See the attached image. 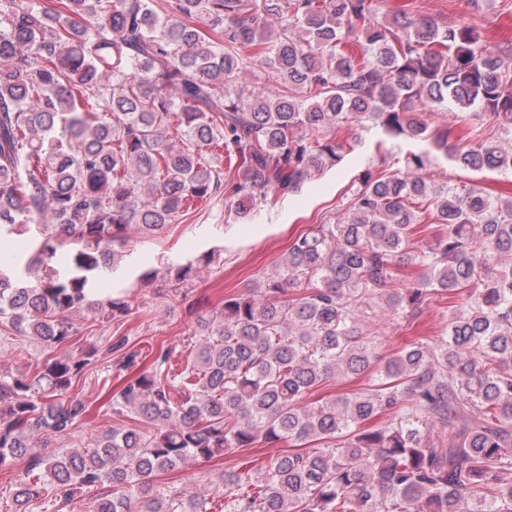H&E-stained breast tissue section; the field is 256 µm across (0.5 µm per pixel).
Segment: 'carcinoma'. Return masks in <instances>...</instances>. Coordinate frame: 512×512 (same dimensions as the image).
I'll list each match as a JSON object with an SVG mask.
<instances>
[{
  "label": "carcinoma",
  "instance_id": "carcinoma-1",
  "mask_svg": "<svg viewBox=\"0 0 512 512\" xmlns=\"http://www.w3.org/2000/svg\"><path fill=\"white\" fill-rule=\"evenodd\" d=\"M441 26L383 0H0V238L28 233L26 263L0 255V335L36 340L33 370L0 374V470L14 512H33L47 478L90 512H211L206 496L156 474L232 448L286 444L263 476L208 475L224 512H512V198L431 183L450 159L512 173V41L486 48L456 0ZM248 71L268 83L238 87ZM451 112L455 121L433 116ZM479 121L474 126L471 121ZM378 129L376 150L407 143L398 167L358 175L344 218L299 235L272 273L200 316L193 360L173 350L137 368L128 337L122 386L104 413L135 423L83 448L45 453L89 413L68 396L97 361L62 353L94 336L122 296L87 303L131 229L154 238L224 193L228 211L277 204L363 145L336 129ZM73 275L61 277L68 243ZM221 251L171 266L175 289ZM403 258L423 273L401 281ZM435 295L462 299L444 334L389 358L356 319L393 318ZM369 378L308 403L329 379ZM25 467L17 469L19 463Z\"/></svg>",
  "mask_w": 512,
  "mask_h": 512
}]
</instances>
